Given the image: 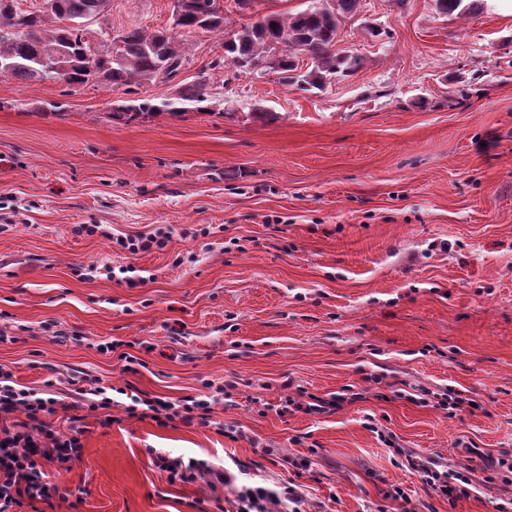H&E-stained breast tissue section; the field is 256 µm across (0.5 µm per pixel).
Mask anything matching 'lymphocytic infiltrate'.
<instances>
[{"label":"lymphocytic infiltrate","instance_id":"obj_1","mask_svg":"<svg viewBox=\"0 0 512 512\" xmlns=\"http://www.w3.org/2000/svg\"><path fill=\"white\" fill-rule=\"evenodd\" d=\"M123 410L130 417H148L159 425L179 421L186 425L208 426L212 413L220 402L218 392L184 396L178 399L152 396L131 389ZM348 397L330 394L325 397L307 394L296 388L293 394L281 399L278 405L260 403L258 415L268 412L277 415L303 412L331 414L340 409ZM56 400L42 396L33 388L18 384L11 371L0 368V415L20 414L21 419L12 426L0 428V512H15L24 502L49 500L56 488L46 480V465L67 468L82 456L81 429L73 427L71 433L59 432L53 421ZM482 460L483 468H475L474 460ZM409 466L417 472L428 494L433 497L456 500L468 496L478 484V471H493L512 475V455L494 458L475 445L465 448L458 469L447 472L438 462L408 456ZM237 512H271L272 506H286L302 500L303 491L295 484L284 485L279 492L261 486H241L236 489Z\"/></svg>","mask_w":512,"mask_h":512}]
</instances>
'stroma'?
<instances>
[{
    "label": "stroma",
    "instance_id": "1",
    "mask_svg": "<svg viewBox=\"0 0 512 512\" xmlns=\"http://www.w3.org/2000/svg\"><path fill=\"white\" fill-rule=\"evenodd\" d=\"M172 9L112 0L105 22L153 31ZM216 43L194 32L180 74L120 88L0 76V367L57 395L63 433L74 375L173 399L232 386L212 426L118 407L112 424L84 419L82 457L50 468L59 494L43 512H236L235 488L287 482L304 487L300 512H497L512 485L429 498L375 430L451 470L465 443L512 453V8L445 19L434 0H362L340 42L360 67L315 94L213 68ZM204 72L208 112L113 114ZM159 227L160 251L112 240ZM128 265L144 284L106 274ZM112 338L145 369L98 352ZM291 383L359 398L333 414L253 412ZM421 386L479 407L448 417L406 398ZM153 448L231 482L168 484Z\"/></svg>",
    "mask_w": 512,
    "mask_h": 512
}]
</instances>
